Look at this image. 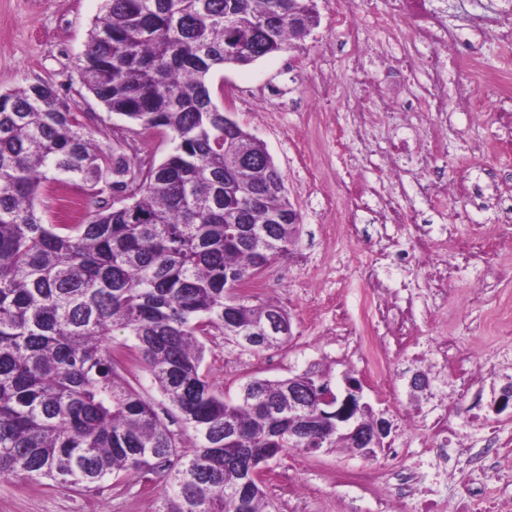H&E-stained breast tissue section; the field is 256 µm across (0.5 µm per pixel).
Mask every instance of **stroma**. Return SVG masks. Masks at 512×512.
Segmentation results:
<instances>
[{
	"label": "stroma",
	"instance_id": "obj_1",
	"mask_svg": "<svg viewBox=\"0 0 512 512\" xmlns=\"http://www.w3.org/2000/svg\"><path fill=\"white\" fill-rule=\"evenodd\" d=\"M103 0H0V93L45 80L59 96L76 107L80 120L103 152L119 150L131 159L162 161L170 152L169 136L143 138L133 133L126 118L109 112L82 88L77 67L88 32ZM319 24L304 41L279 54L246 66L227 67L215 73L213 86H229L235 100L225 102L245 130L261 139L284 176L287 198L301 214L298 242L285 262L275 264L261 277V289L251 291L252 303L271 301L287 314L291 338L287 346L249 356L225 343L219 330L206 337L202 369L225 396L236 397L249 379H283L317 366L328 372L336 393L344 379L362 381V400L376 415L388 419L396 442L420 446L423 435L407 439L398 411L419 414L431 397L451 392L456 373L445 367L433 342L452 336L484 347L501 362L499 372L486 375L481 415L512 435V404L498 409L502 396L499 380L512 375V335L494 333L488 317L499 298L512 296V267L499 272L480 260H469L456 250L447 253L448 286L453 298L432 321L418 318L422 297L431 285L430 268L397 266L393 257L411 248L420 231L454 228L458 238L473 237L476 228L495 223L496 201L512 198V145L486 151L501 121L497 112L476 115L449 101L448 124L437 125L434 115L415 109L425 79L404 80L394 74L392 54L404 46V26L394 21L382 29L366 25L365 8L383 9L384 0H357L354 19L362 27L367 75L352 68L351 47L336 27V0H316ZM372 77L382 97L364 94L363 77ZM331 80L330 100L313 106L317 84ZM363 99L372 114L366 131H359L350 105ZM486 173L488 205L479 206L465 196H429L423 191L438 177L462 183ZM356 184L363 192L357 210H350L345 187ZM87 201L86 187L53 183L44 185L36 207L44 223H60L64 196ZM395 196L410 210L411 222L392 224L379 209L382 198ZM468 210V223L456 221ZM373 261L387 302L374 321L380 330L397 338L417 339L424 357L417 368L429 376L430 394L418 392L413 381L398 377L392 402L378 396L376 385L364 379L336 342L346 329L364 320L366 281L360 265ZM478 278L488 288L482 304L469 302V286ZM339 294L342 318L322 310L325 293ZM248 358L249 365L225 372L228 360ZM414 459L379 452L367 459L347 448H328L314 454L293 452L274 461L272 470L291 469L294 483L305 488L306 512H375L371 495L355 484L337 481V473L374 466L389 472L413 467ZM163 490L161 480L144 482L128 476L106 481L93 493L63 491L46 482L0 478V512H154Z\"/></svg>",
	"mask_w": 512,
	"mask_h": 512
}]
</instances>
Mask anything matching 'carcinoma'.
I'll return each instance as SVG.
<instances>
[{"label": "carcinoma", "mask_w": 512, "mask_h": 512, "mask_svg": "<svg viewBox=\"0 0 512 512\" xmlns=\"http://www.w3.org/2000/svg\"><path fill=\"white\" fill-rule=\"evenodd\" d=\"M315 0H103L80 83L144 132L175 143L160 163L93 146L48 81L0 94V477L90 489L158 475L156 512H270L251 469L290 452L350 444L336 431L323 371L251 378L231 400L201 371V337L220 329L249 351L283 311L228 284L295 245L288 198L263 142L224 125L218 69L301 40ZM48 181L89 187L83 224H45ZM120 331L131 343L115 344ZM143 363L169 428L120 372Z\"/></svg>", "instance_id": "1"}]
</instances>
